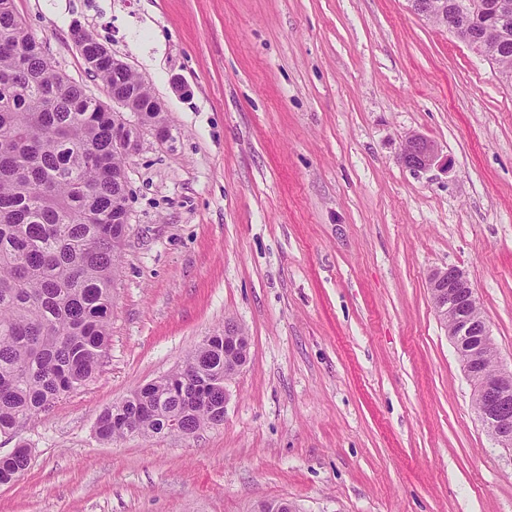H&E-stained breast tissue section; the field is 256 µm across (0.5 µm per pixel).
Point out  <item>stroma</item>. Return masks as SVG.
Listing matches in <instances>:
<instances>
[{
  "label": "stroma",
  "mask_w": 512,
  "mask_h": 512,
  "mask_svg": "<svg viewBox=\"0 0 512 512\" xmlns=\"http://www.w3.org/2000/svg\"><path fill=\"white\" fill-rule=\"evenodd\" d=\"M49 64L108 100L71 29L126 61L169 136L126 159L111 341L85 386L0 435V512H512L431 299L468 276L512 369V85L407 0H14ZM189 91L177 93L174 81ZM447 168L416 174L407 138ZM249 337L224 421L98 439V415L225 320ZM401 162L415 173L427 172L434 167L446 165L438 147L427 138L412 134L401 153ZM30 463V454L17 451L7 455H0V484H9L17 473L26 470Z\"/></svg>",
  "instance_id": "1"
}]
</instances>
